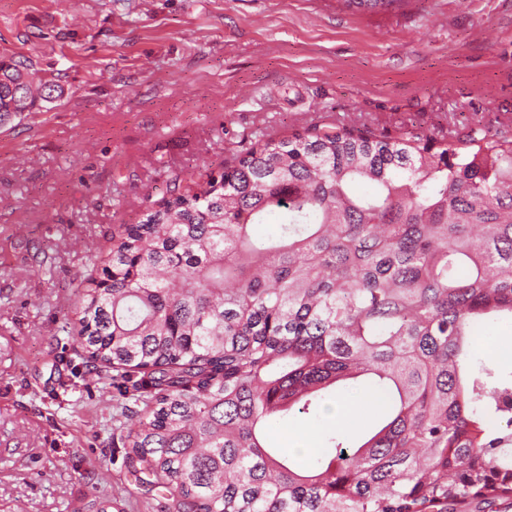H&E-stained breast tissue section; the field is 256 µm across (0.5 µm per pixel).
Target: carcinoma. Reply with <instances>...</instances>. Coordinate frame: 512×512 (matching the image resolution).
Here are the masks:
<instances>
[{
	"label": "carcinoma",
	"instance_id": "cac0c4a2",
	"mask_svg": "<svg viewBox=\"0 0 512 512\" xmlns=\"http://www.w3.org/2000/svg\"><path fill=\"white\" fill-rule=\"evenodd\" d=\"M62 93L0 59V119ZM258 224L275 225L265 238ZM75 337L112 371L136 481L172 512H448L512 500V377L470 365L512 322V140L306 129L257 142L112 237ZM371 379L389 417L305 465L272 425Z\"/></svg>",
	"mask_w": 512,
	"mask_h": 512
}]
</instances>
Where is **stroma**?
<instances>
[{
    "mask_svg": "<svg viewBox=\"0 0 512 512\" xmlns=\"http://www.w3.org/2000/svg\"><path fill=\"white\" fill-rule=\"evenodd\" d=\"M0 56L63 90L0 125V512H169L70 336L76 276L119 225L302 127L512 139V0H0ZM473 334V366L512 375V324ZM387 410L328 395L272 442L314 458L325 427Z\"/></svg>",
    "mask_w": 512,
    "mask_h": 512,
    "instance_id": "stroma-1",
    "label": "stroma"
}]
</instances>
